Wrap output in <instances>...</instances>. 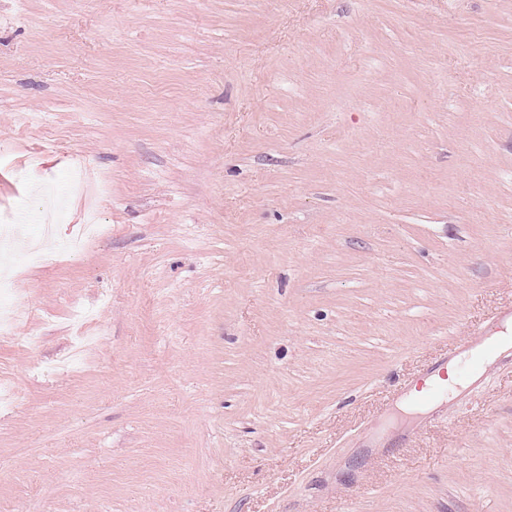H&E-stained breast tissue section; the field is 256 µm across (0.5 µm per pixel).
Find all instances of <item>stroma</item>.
<instances>
[{"label": "stroma", "instance_id": "1", "mask_svg": "<svg viewBox=\"0 0 512 512\" xmlns=\"http://www.w3.org/2000/svg\"><path fill=\"white\" fill-rule=\"evenodd\" d=\"M76 168L0 512H512V352L465 338L512 306V0H0V215ZM438 371L439 369L437 366L430 370L423 378L412 383L410 390L415 400L419 402H427L431 395L439 391L440 387L437 385L436 377L441 378V375Z\"/></svg>", "mask_w": 512, "mask_h": 512}]
</instances>
